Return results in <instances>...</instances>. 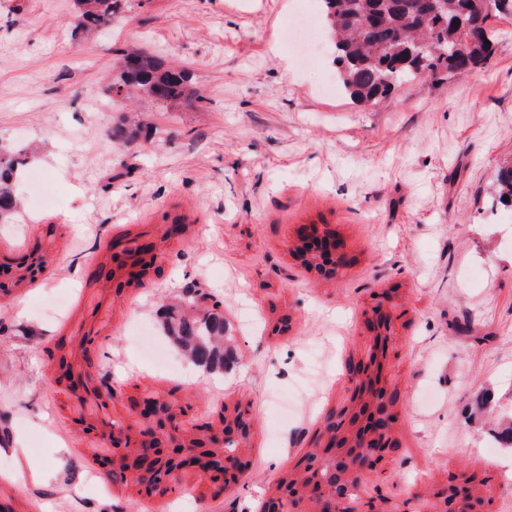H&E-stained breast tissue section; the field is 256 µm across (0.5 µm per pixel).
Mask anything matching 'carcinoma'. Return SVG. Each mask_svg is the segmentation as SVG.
<instances>
[{
	"mask_svg": "<svg viewBox=\"0 0 512 512\" xmlns=\"http://www.w3.org/2000/svg\"><path fill=\"white\" fill-rule=\"evenodd\" d=\"M127 0H76L78 29L96 32L125 9ZM324 29L334 46L337 79L357 104L377 106L400 84L419 78L441 83L450 75L487 65L494 54L493 35L486 22L493 16H512V0H321ZM478 23L471 36L459 20ZM109 91L130 94L172 109L194 95L188 72L166 58L125 51ZM22 153L0 156V224H15L20 206L14 183L25 166ZM498 202L512 207V166L495 178ZM509 201H504L503 197ZM180 318L171 327L180 346L198 364L214 360V341L224 333V321Z\"/></svg>",
	"mask_w": 512,
	"mask_h": 512,
	"instance_id": "1",
	"label": "carcinoma"
}]
</instances>
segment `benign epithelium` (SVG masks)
Wrapping results in <instances>:
<instances>
[{
  "instance_id": "benign-epithelium-1",
  "label": "benign epithelium",
  "mask_w": 512,
  "mask_h": 512,
  "mask_svg": "<svg viewBox=\"0 0 512 512\" xmlns=\"http://www.w3.org/2000/svg\"><path fill=\"white\" fill-rule=\"evenodd\" d=\"M294 256L314 271L318 278L334 282L347 264L343 240L333 233H322L318 228L301 227L293 243ZM365 326L376 337L372 354L386 355V345L394 328L393 296L382 293L365 311ZM354 396L349 405L331 411L306 453L327 468V477L315 474L306 457L298 462L299 475L288 489V496L275 492L265 499L264 512H398L383 502L376 504L373 497L359 496L364 479L376 470L381 460L395 446L393 433L398 424L395 411L396 396L382 377L373 369L370 360L359 362L356 371L349 374ZM94 400L108 406L116 396L112 381L100 378L95 384ZM130 412L141 426L124 425L108 417L101 418L91 434L101 440L111 452L103 457L109 467H115L141 479L152 482L161 465H151V448L161 443L173 456L183 462L182 468L202 470L208 457L190 455L184 451L181 417L186 408L176 399H163L142 394L131 401ZM252 419L236 413L224 417V429H209L203 434L205 447L214 448L229 440L243 443L252 432ZM224 471L209 470L208 475L218 490L234 483L245 472L247 463L236 451L224 452L218 458ZM438 502L437 512H488L485 498L471 486L457 480L433 493Z\"/></svg>"
}]
</instances>
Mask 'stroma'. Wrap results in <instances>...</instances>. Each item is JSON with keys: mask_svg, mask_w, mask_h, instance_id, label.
I'll return each mask as SVG.
<instances>
[{"mask_svg": "<svg viewBox=\"0 0 512 512\" xmlns=\"http://www.w3.org/2000/svg\"><path fill=\"white\" fill-rule=\"evenodd\" d=\"M318 0H128L92 35L73 0H0V145H37L15 191L48 200L0 224V261L49 248L33 282L0 297V506L5 512H259L325 415L348 404L347 365L367 358L364 313L393 293L384 366L401 421L396 447L362 486L405 506L449 475L483 479L490 512H512V209L493 198L512 163V16L494 17L490 66L416 79L367 110L320 86L333 48L308 64L282 43L299 5ZM189 69L197 96L172 111L138 103L145 127L111 137L129 104L107 90L123 48ZM109 111L96 108L98 101ZM147 276L110 264V241L159 239ZM343 239L340 280L291 252L297 229ZM224 315L219 362L194 371L166 324L190 294ZM288 334L271 329L281 316ZM91 334L88 354L129 397L187 405L186 431L241 408L254 419L248 469L216 492L180 471L148 499L99 464L106 447L75 421L59 340ZM55 462L34 478L26 457Z\"/></svg>", "mask_w": 512, "mask_h": 512, "instance_id": "35a3bbf8", "label": "stroma"}]
</instances>
